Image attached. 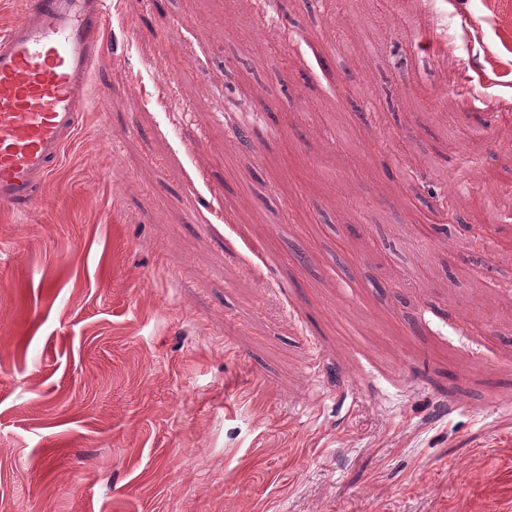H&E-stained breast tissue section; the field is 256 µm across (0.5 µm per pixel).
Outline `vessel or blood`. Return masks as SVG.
I'll list each match as a JSON object with an SVG mask.
<instances>
[{"mask_svg": "<svg viewBox=\"0 0 512 512\" xmlns=\"http://www.w3.org/2000/svg\"><path fill=\"white\" fill-rule=\"evenodd\" d=\"M0 32V208L25 213L82 124L111 0H22Z\"/></svg>", "mask_w": 512, "mask_h": 512, "instance_id": "1", "label": "vessel or blood"}]
</instances>
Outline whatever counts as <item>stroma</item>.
Wrapping results in <instances>:
<instances>
[{
    "label": "stroma",
    "instance_id": "1",
    "mask_svg": "<svg viewBox=\"0 0 512 512\" xmlns=\"http://www.w3.org/2000/svg\"><path fill=\"white\" fill-rule=\"evenodd\" d=\"M273 11L120 0L0 211V512H512V0Z\"/></svg>",
    "mask_w": 512,
    "mask_h": 512
}]
</instances>
